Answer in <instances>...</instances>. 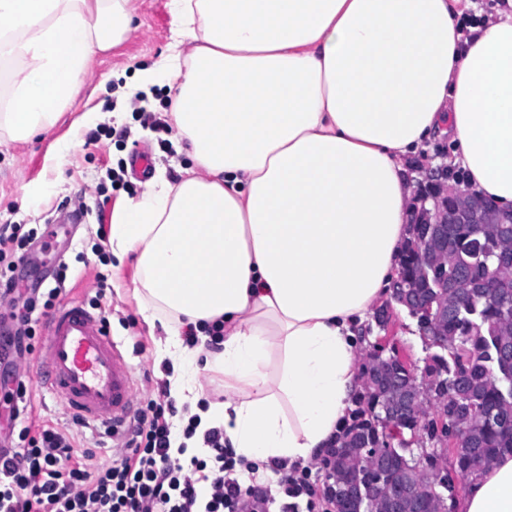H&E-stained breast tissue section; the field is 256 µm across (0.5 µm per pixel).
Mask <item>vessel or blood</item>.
I'll use <instances>...</instances> for the list:
<instances>
[{"instance_id":"b4317fda","label":"vessel or blood","mask_w":512,"mask_h":512,"mask_svg":"<svg viewBox=\"0 0 512 512\" xmlns=\"http://www.w3.org/2000/svg\"><path fill=\"white\" fill-rule=\"evenodd\" d=\"M44 331L38 365L46 390L67 413L120 428L133 405L132 369L100 315L66 302L50 314Z\"/></svg>"}]
</instances>
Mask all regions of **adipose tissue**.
<instances>
[{"instance_id": "ef3b65f1", "label": "adipose tissue", "mask_w": 512, "mask_h": 512, "mask_svg": "<svg viewBox=\"0 0 512 512\" xmlns=\"http://www.w3.org/2000/svg\"><path fill=\"white\" fill-rule=\"evenodd\" d=\"M471 0H171L169 52L129 93L168 86L177 181L112 208L139 313L166 334L171 394L223 428L235 460L273 477L334 442L357 396L361 334L389 299L410 237L407 163L449 137L468 188L512 209V0L482 24ZM137 0H0L14 65L9 140L49 131ZM224 323L219 352L205 325ZM196 327V345L182 337ZM224 376L201 407L190 378ZM455 512H512V454L476 472Z\"/></svg>"}]
</instances>
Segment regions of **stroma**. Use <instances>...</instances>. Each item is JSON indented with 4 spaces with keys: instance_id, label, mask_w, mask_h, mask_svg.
Here are the masks:
<instances>
[{
    "instance_id": "1",
    "label": "stroma",
    "mask_w": 512,
    "mask_h": 512,
    "mask_svg": "<svg viewBox=\"0 0 512 512\" xmlns=\"http://www.w3.org/2000/svg\"><path fill=\"white\" fill-rule=\"evenodd\" d=\"M174 27L170 0H138L131 32L112 50L96 57L82 91L64 108L56 126L26 142H0V225H70V236L52 241L49 251L58 256V263L68 267L66 291L61 299L90 304L97 297L98 277H105L107 288L101 304L112 309L111 333L129 354L137 380L136 404L140 407L172 374L170 361L158 356V343L165 334L138 313L133 260L114 265L108 244L97 236L96 212L80 209L78 197L84 192L93 193L98 187L113 202L140 195L146 189L144 180L127 175L113 183L106 174L107 169L131 161L140 152L151 155L152 175L177 178L180 159L162 146L164 132L144 124L139 117L119 123L113 118L114 113L129 109L127 101L113 95L116 73L131 76L161 61L168 53ZM89 110L105 113L104 122L90 130L75 129L74 121ZM72 136L80 145L67 157L61 173L46 170L45 158L55 142ZM41 181L51 185L45 200L34 205L23 203L24 186ZM44 256L40 252L30 254L28 261L19 266L24 292H44L55 287L58 263L45 262ZM22 374L33 425L49 421L77 437L90 436V429L74 424L59 400L42 388L36 364L23 366Z\"/></svg>"
}]
</instances>
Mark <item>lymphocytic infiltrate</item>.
I'll return each mask as SVG.
<instances>
[{
    "label": "lymphocytic infiltrate",
    "instance_id": "lymphocytic-infiltrate-1",
    "mask_svg": "<svg viewBox=\"0 0 512 512\" xmlns=\"http://www.w3.org/2000/svg\"><path fill=\"white\" fill-rule=\"evenodd\" d=\"M38 234L15 224L9 236L0 235V297L8 301L13 325L8 339L21 356L34 353L35 327L61 293L55 287L43 300H15L16 271ZM172 409L162 399L148 400L105 465L76 453L77 438L66 430L21 425L18 434L0 441V512H269L276 496L282 512H295L296 498L313 496L311 484L294 472L283 474L274 491L257 480L243 483L218 428L203 438L209 460L172 458L166 417Z\"/></svg>",
    "mask_w": 512,
    "mask_h": 512
}]
</instances>
